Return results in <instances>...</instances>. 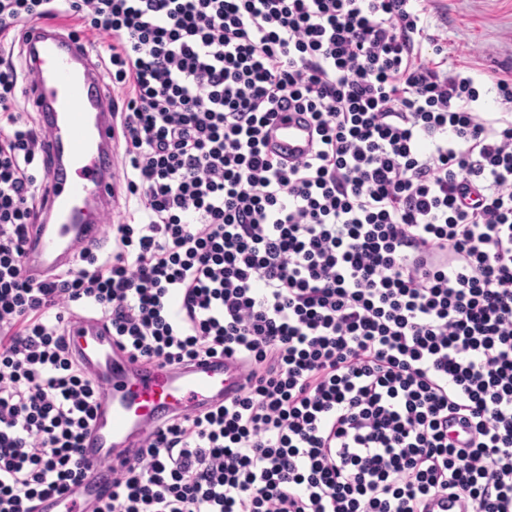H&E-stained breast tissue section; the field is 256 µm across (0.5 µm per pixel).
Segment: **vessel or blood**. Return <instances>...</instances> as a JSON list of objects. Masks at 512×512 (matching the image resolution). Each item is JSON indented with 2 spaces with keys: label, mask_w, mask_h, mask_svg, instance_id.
Returning a JSON list of instances; mask_svg holds the SVG:
<instances>
[{
  "label": "vessel or blood",
  "mask_w": 512,
  "mask_h": 512,
  "mask_svg": "<svg viewBox=\"0 0 512 512\" xmlns=\"http://www.w3.org/2000/svg\"><path fill=\"white\" fill-rule=\"evenodd\" d=\"M26 50L34 66L25 93L48 131L40 150L53 160L45 203L25 246L26 269L36 279L102 245L103 218L118 195V137L107 75L91 63L83 41L41 25ZM265 135L268 152L292 160L309 152L313 128L305 115L285 111ZM68 331L73 354L97 383L81 450L86 475L74 488L88 507L98 506L112 487L113 471L157 427L247 391L243 373L224 358L188 366L133 359L113 344L102 322L86 315L75 317Z\"/></svg>",
  "instance_id": "obj_1"
}]
</instances>
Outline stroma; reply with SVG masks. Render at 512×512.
I'll use <instances>...</instances> for the list:
<instances>
[{
	"label": "stroma",
	"mask_w": 512,
	"mask_h": 512,
	"mask_svg": "<svg viewBox=\"0 0 512 512\" xmlns=\"http://www.w3.org/2000/svg\"><path fill=\"white\" fill-rule=\"evenodd\" d=\"M427 8L430 34L448 46L449 69L470 71L482 111H496L487 89L512 76V0H428Z\"/></svg>",
	"instance_id": "obj_1"
}]
</instances>
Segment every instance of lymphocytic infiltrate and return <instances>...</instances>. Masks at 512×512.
Instances as JSON below:
<instances>
[{
	"label": "lymphocytic infiltrate",
	"mask_w": 512,
	"mask_h": 512,
	"mask_svg": "<svg viewBox=\"0 0 512 512\" xmlns=\"http://www.w3.org/2000/svg\"><path fill=\"white\" fill-rule=\"evenodd\" d=\"M43 21L111 65L137 207L108 255L26 275L46 132L0 57V512L82 477L77 305L131 357L249 382L96 512H512V78L476 111L423 0H0L1 37ZM285 107L315 131L293 162L265 150Z\"/></svg>",
	"instance_id": "lymphocytic-infiltrate-1"
}]
</instances>
